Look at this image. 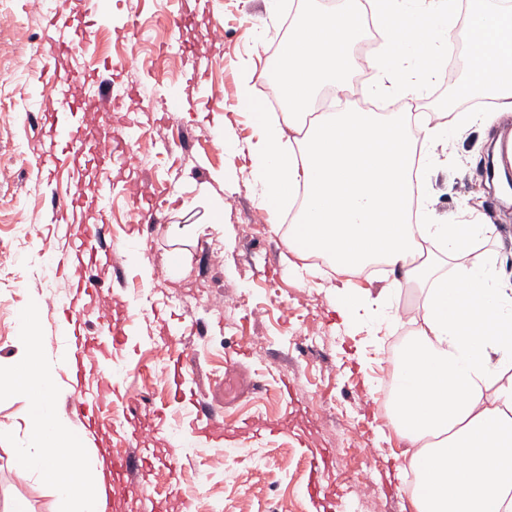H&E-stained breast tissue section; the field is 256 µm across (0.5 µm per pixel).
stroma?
<instances>
[{
	"label": "stroma",
	"instance_id": "35a3bbf8",
	"mask_svg": "<svg viewBox=\"0 0 512 512\" xmlns=\"http://www.w3.org/2000/svg\"><path fill=\"white\" fill-rule=\"evenodd\" d=\"M292 9L286 0L272 19L264 0H186L184 13L192 25L161 30L155 23L173 15V0H43L37 8L30 0H0V13L16 19L13 27L0 30V366L20 360L17 318L29 301L39 307L46 354H56L65 343L64 315L46 296L67 291L68 283L43 271L46 252L63 253L73 236L72 229L54 221L57 200L74 190L67 172L61 169L45 178L39 173L38 125L42 112L52 107L37 87L38 81H50L54 71L41 51L49 17L84 11L98 33H111V51L94 43L83 53L87 69L104 72L106 64L131 48L155 60L147 70L115 73L119 86L135 93L123 97L105 120L96 115L97 90L75 89L87 108L89 140L108 135L120 144L119 159H102L95 167L112 185L109 206L89 197L85 209L88 219L105 227L99 245L105 258L94 269L100 288L92 306H108L125 320L124 343L112 351L124 369L125 389L113 413L100 418L88 446L100 457L123 452L125 439L113 431L117 417L146 428L144 476L129 494L131 512H142L144 499L164 496L174 476L191 498V512H409L412 476L398 474L395 461L404 443L389 426L386 407L370 409L367 395L379 389L396 365L385 349L387 340L402 342L413 333L421 288L403 289L397 324L378 330L342 324L336 286L347 280L375 294L388 284V277L348 276L307 258H293L272 226L248 224V214L256 210L245 182L249 160L224 151L217 142L225 125L239 140L253 138L251 112L236 98L240 67L247 62L263 69L269 50L288 37L284 23ZM217 23L224 27V42L211 52L206 31ZM137 29L146 36L135 42L131 35ZM202 52L208 53L209 64L198 78L195 58ZM467 74V67H459L454 79L440 77L408 103L384 101L382 111L435 112L451 83H462ZM175 95L186 101V111H167ZM147 99L153 100V111H143L141 103ZM141 135L154 143L155 156L147 164L135 151ZM448 151L429 166L424 184L438 220L458 221L468 207L484 213L494 226L497 267L511 273L512 207L481 197L483 169L472 164L486 151L481 134L453 141ZM132 180L147 187L136 199L125 192ZM204 184L228 201L223 223L208 221V199L199 193ZM17 224L33 226V237L18 239L13 230ZM116 242L125 243V250L112 251ZM210 248L224 256L220 269L206 263ZM177 250L183 254L178 274L161 282L149 277V270L166 265ZM272 287L277 296H269ZM236 296L243 299L238 309L212 306L213 298ZM259 306L266 316L257 322L248 311ZM308 324L318 327L321 339L307 353L295 340ZM167 336L180 338L193 355L191 368L175 388L152 374L158 347ZM251 340L264 347L265 357L248 355L239 374L261 387L225 401L224 362ZM196 398L209 403L220 421L260 420L279 424L280 430L270 437H244L230 465L223 455L185 449L176 472H169L158 451V431L166 419H193ZM322 404L358 425L373 450L372 481L362 499L346 495V474L340 469L327 473L325 499L305 491L309 449L343 446L335 418L319 415ZM17 500L29 512H56L52 490L20 477L12 467L11 445L0 440V512H8Z\"/></svg>",
	"mask_w": 512,
	"mask_h": 512
}]
</instances>
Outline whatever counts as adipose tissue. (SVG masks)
Segmentation results:
<instances>
[{"instance_id":"adipose-tissue-1","label":"adipose tissue","mask_w":512,"mask_h":512,"mask_svg":"<svg viewBox=\"0 0 512 512\" xmlns=\"http://www.w3.org/2000/svg\"><path fill=\"white\" fill-rule=\"evenodd\" d=\"M368 2L366 21L346 6L305 12L293 24L270 65L288 104L260 113L245 147L253 199L268 217L292 212L284 242L299 257L323 258L342 273L384 264L392 280L377 295L341 288L345 321L359 323L376 308L395 319L402 289L425 286L387 403L415 474L410 507L512 512V283L495 260L463 261L490 225L438 222L420 188L426 158L473 127L487 131L512 118V80L488 78L512 70V5L471 10L467 21L478 64L457 93L487 96L490 110L387 118L366 108L316 111L323 94L347 95L363 66L374 73L361 88L365 103L416 99L455 53L459 0ZM367 24L380 44L361 62L352 47ZM429 243L441 248L448 272L425 260Z\"/></svg>"}]
</instances>
